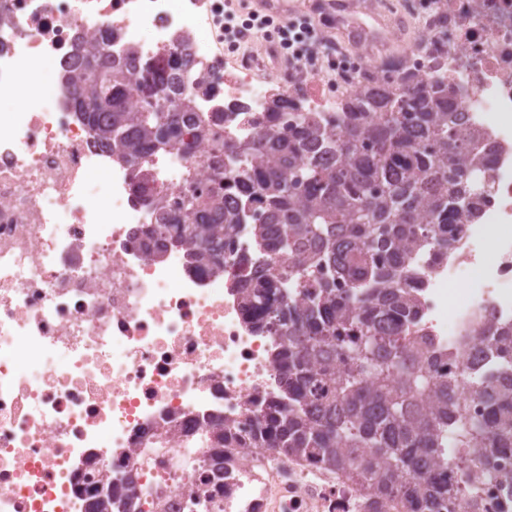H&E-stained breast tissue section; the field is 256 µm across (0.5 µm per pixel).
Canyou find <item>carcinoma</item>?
I'll list each match as a JSON object with an SVG mask.
<instances>
[{
	"mask_svg": "<svg viewBox=\"0 0 512 512\" xmlns=\"http://www.w3.org/2000/svg\"><path fill=\"white\" fill-rule=\"evenodd\" d=\"M109 42L96 41L73 78L81 115L98 139L135 163L160 146L193 149L210 120L196 112L180 66L185 45L165 63L140 62L134 50L103 64ZM401 89L368 80L352 93L337 119L299 112L278 128L279 113L293 111L275 94L267 125L250 141L224 144L213 175L232 194L192 197L172 207L163 190L136 182L155 203L148 240L165 243L174 229L188 246L193 267L224 268V229L248 223L245 204L262 206L260 242L299 256L298 298L270 304L280 273L254 268L247 309L283 337L277 354L288 409L265 416L260 439L281 455L343 469L364 490L370 512H473L474 470H490L512 448V329L483 331L486 353L501 359L497 372L469 378L468 395L483 414L465 416L457 381L435 371L439 357L412 348L407 323L416 305L407 285L410 253L429 242L451 246L456 225L475 215L489 191L493 147L484 135L464 132V112L444 81L403 71ZM429 225L418 236V225ZM330 264L348 288L310 279V268ZM345 368L336 372V361ZM458 447L472 448L471 464L441 453L444 431ZM136 479L107 478L90 494V512H128Z\"/></svg>",
	"mask_w": 512,
	"mask_h": 512,
	"instance_id": "cac0c4a2",
	"label": "carcinoma"
}]
</instances>
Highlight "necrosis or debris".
<instances>
[{"label":"necrosis or debris","instance_id":"obj_1","mask_svg":"<svg viewBox=\"0 0 512 512\" xmlns=\"http://www.w3.org/2000/svg\"><path fill=\"white\" fill-rule=\"evenodd\" d=\"M409 4L420 33L405 67L447 80L495 148L491 191L453 248L413 256L423 273L410 339L464 380L460 356H481L484 328L512 326V0H448L441 24L434 0ZM223 18L224 0H0V103L14 106L0 115V512H87L79 477L129 472L158 490L155 512L362 510L345 472L251 439L282 401L281 341L247 311L239 265L277 266L284 303L295 257L260 250L250 224L225 230L218 274L194 272L183 246L148 257L154 211L133 190L135 169L99 142L69 87L79 42L104 28L113 56L134 49L145 62L184 39L188 91L214 132L191 153L158 151L150 172L177 199L213 190L218 140L247 141L263 125L274 89L260 68L288 64L274 37L265 62L234 54ZM46 58L51 93L37 76ZM334 60L316 51L294 69L301 108L334 112L365 78L399 81L365 49L323 80ZM219 430L238 440L214 484L206 450Z\"/></svg>","mask_w":512,"mask_h":512}]
</instances>
